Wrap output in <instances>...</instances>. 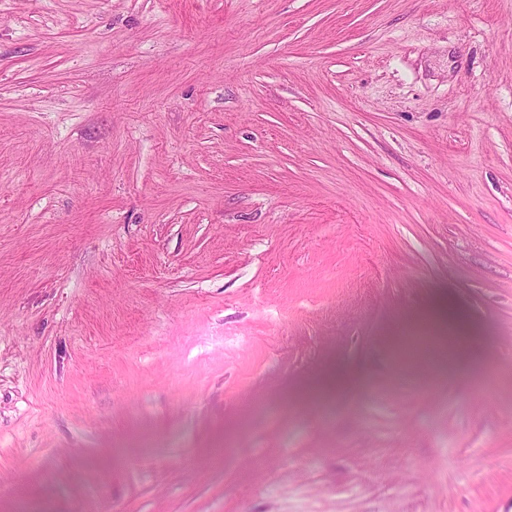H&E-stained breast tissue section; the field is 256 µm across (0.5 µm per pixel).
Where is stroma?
<instances>
[{
  "label": "stroma",
  "mask_w": 512,
  "mask_h": 512,
  "mask_svg": "<svg viewBox=\"0 0 512 512\" xmlns=\"http://www.w3.org/2000/svg\"><path fill=\"white\" fill-rule=\"evenodd\" d=\"M0 512H512V0H0Z\"/></svg>",
  "instance_id": "35a3bbf8"
}]
</instances>
